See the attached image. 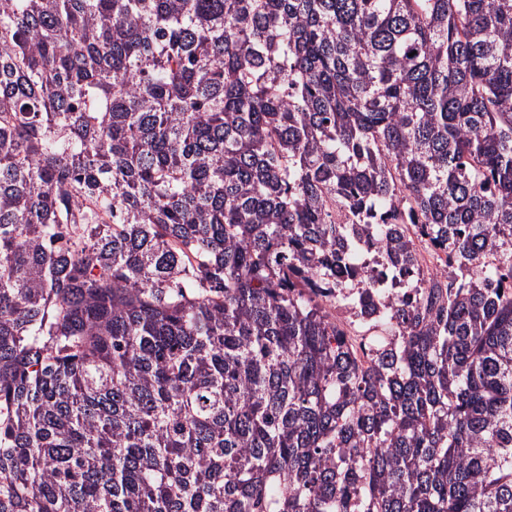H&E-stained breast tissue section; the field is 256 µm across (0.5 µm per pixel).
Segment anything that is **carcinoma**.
Returning a JSON list of instances; mask_svg holds the SVG:
<instances>
[{
    "mask_svg": "<svg viewBox=\"0 0 512 512\" xmlns=\"http://www.w3.org/2000/svg\"><path fill=\"white\" fill-rule=\"evenodd\" d=\"M0 512H512V0H0Z\"/></svg>",
    "mask_w": 512,
    "mask_h": 512,
    "instance_id": "obj_1",
    "label": "carcinoma"
}]
</instances>
